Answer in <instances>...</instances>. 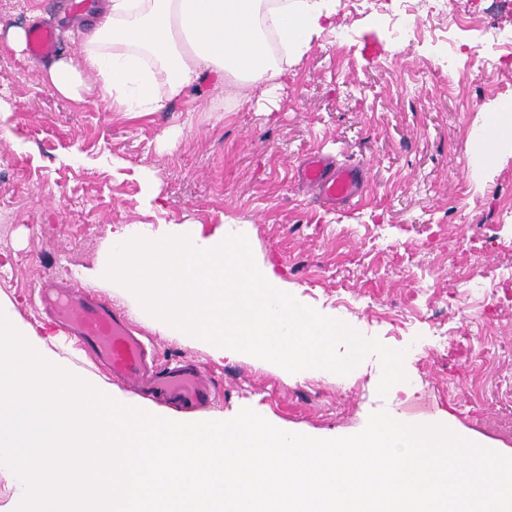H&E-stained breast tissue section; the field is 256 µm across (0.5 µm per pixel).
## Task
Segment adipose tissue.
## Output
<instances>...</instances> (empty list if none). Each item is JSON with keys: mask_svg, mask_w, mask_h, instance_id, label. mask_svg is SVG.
<instances>
[{"mask_svg": "<svg viewBox=\"0 0 512 512\" xmlns=\"http://www.w3.org/2000/svg\"><path fill=\"white\" fill-rule=\"evenodd\" d=\"M332 25L321 0H104L77 24V56L44 80L74 101L96 94L108 112L161 111L207 74L265 96L283 73L272 43L299 56Z\"/></svg>", "mask_w": 512, "mask_h": 512, "instance_id": "1", "label": "adipose tissue"}]
</instances>
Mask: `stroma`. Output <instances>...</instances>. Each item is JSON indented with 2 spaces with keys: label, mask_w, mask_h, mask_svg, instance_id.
<instances>
[{
  "label": "stroma",
  "mask_w": 512,
  "mask_h": 512,
  "mask_svg": "<svg viewBox=\"0 0 512 512\" xmlns=\"http://www.w3.org/2000/svg\"><path fill=\"white\" fill-rule=\"evenodd\" d=\"M56 0H0V299L45 321L38 290L80 281L118 224L160 236L225 230L245 235L258 268L299 302L362 337L404 351L413 390L377 392L368 355L345 376L296 375L249 357L215 358L191 336L163 335L126 293L94 292L133 323L159 358L198 363L219 395L215 413L255 410L308 436L359 433L383 411L410 425L448 419L512 456V143L475 164L487 114L512 105V63L485 42L512 28L501 0H413L415 38L394 33L400 0H329L350 39L313 42L289 58L276 103L225 97L208 76L160 112H107L73 102L41 78L42 63L14 51L8 28L55 16ZM469 29L450 40L455 15ZM456 70L437 72L442 48ZM361 163L367 197L319 204L297 170L311 152ZM496 297L471 296V253ZM426 336L448 343L413 352Z\"/></svg>",
  "instance_id": "1"
}]
</instances>
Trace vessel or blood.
I'll return each mask as SVG.
<instances>
[{"instance_id":"obj_1","label":"vessel or blood","mask_w":512,"mask_h":512,"mask_svg":"<svg viewBox=\"0 0 512 512\" xmlns=\"http://www.w3.org/2000/svg\"><path fill=\"white\" fill-rule=\"evenodd\" d=\"M58 43L53 24L37 22L31 26L32 56L52 57ZM300 177L316 200L332 206L349 205L366 190L362 168L336 165L319 152L304 159ZM52 295L68 334L114 380L132 382L137 389L172 400L188 411L206 410L215 404L216 395L203 383L198 364L184 359L157 363L130 318L111 303L81 291L56 289Z\"/></svg>"}]
</instances>
